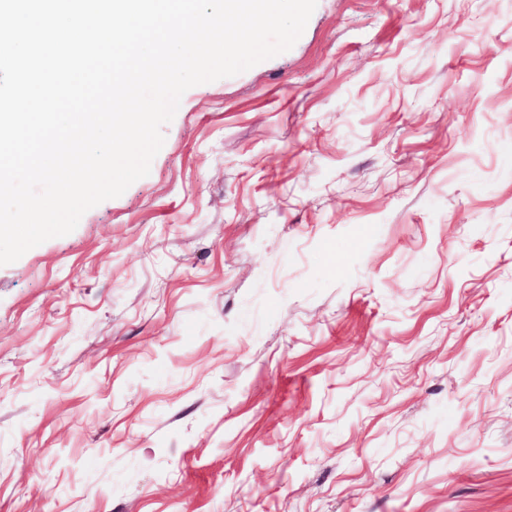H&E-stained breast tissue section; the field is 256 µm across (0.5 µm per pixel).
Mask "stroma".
<instances>
[{"mask_svg":"<svg viewBox=\"0 0 512 512\" xmlns=\"http://www.w3.org/2000/svg\"><path fill=\"white\" fill-rule=\"evenodd\" d=\"M163 134L0 266V512H512V0H318Z\"/></svg>","mask_w":512,"mask_h":512,"instance_id":"35a3bbf8","label":"stroma"}]
</instances>
